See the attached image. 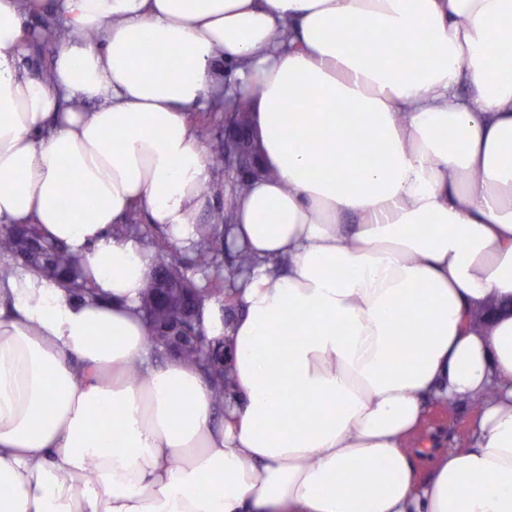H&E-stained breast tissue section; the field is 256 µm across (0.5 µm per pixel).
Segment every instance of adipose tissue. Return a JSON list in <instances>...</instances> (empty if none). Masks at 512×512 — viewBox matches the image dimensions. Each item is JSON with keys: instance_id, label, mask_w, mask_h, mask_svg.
Here are the masks:
<instances>
[{"instance_id": "obj_1", "label": "adipose tissue", "mask_w": 512, "mask_h": 512, "mask_svg": "<svg viewBox=\"0 0 512 512\" xmlns=\"http://www.w3.org/2000/svg\"><path fill=\"white\" fill-rule=\"evenodd\" d=\"M32 2L64 29L28 75L0 0V225L77 251L98 297L0 282V512H512V0ZM211 95L246 99L261 168L228 235L261 263L231 324L203 310L222 418L152 360L155 253L112 231L137 209L195 241ZM477 398L419 479L405 440Z\"/></svg>"}]
</instances>
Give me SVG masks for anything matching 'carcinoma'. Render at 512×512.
I'll return each instance as SVG.
<instances>
[{
    "label": "carcinoma",
    "instance_id": "cac0c4a2",
    "mask_svg": "<svg viewBox=\"0 0 512 512\" xmlns=\"http://www.w3.org/2000/svg\"><path fill=\"white\" fill-rule=\"evenodd\" d=\"M224 121L234 125L240 133L239 153L246 175L236 179L232 192L224 199V205L217 211L211 224H196L198 238L194 255L183 260L167 245V238L160 227L147 228L140 223L141 213L132 211L125 223L116 232L127 237L138 233L144 237L158 235L161 240L155 243L156 261L152 274L144 288L141 311L149 324L147 344L158 354L170 349L171 330L185 309L182 302L163 308L156 301V289L163 282L177 292L190 291L195 300V318L202 323L201 312L207 301H215L230 320L236 311V282L249 273L257 264V259L244 247H234L227 240V232L235 224L236 194L255 174L252 164V143L250 121L247 108L242 107L224 115ZM230 256L225 269H220L221 256ZM0 279L5 280L15 272L14 261L20 259L33 272H45L50 265L60 283L80 298L96 296V289L82 274L80 261L69 248L61 243H51L39 229L31 225L21 231L7 229L0 233ZM227 341L222 336H213L202 347L191 339H186L175 350V357L192 367L209 383L216 407L225 409L227 396L234 393L235 379L231 364H220Z\"/></svg>",
    "mask_w": 512,
    "mask_h": 512
}]
</instances>
